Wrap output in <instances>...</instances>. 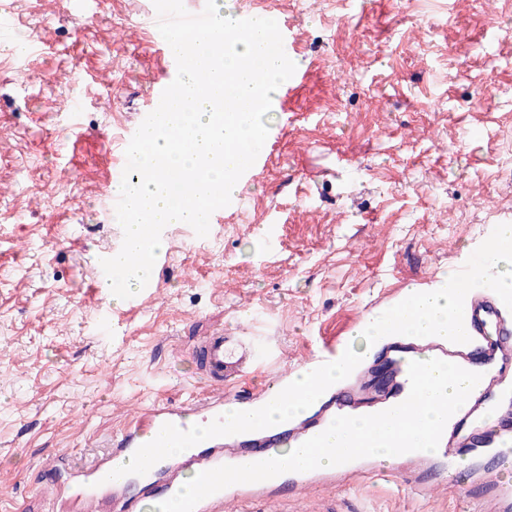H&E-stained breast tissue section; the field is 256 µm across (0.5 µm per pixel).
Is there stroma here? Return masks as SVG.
<instances>
[{"label": "stroma", "instance_id": "obj_1", "mask_svg": "<svg viewBox=\"0 0 512 512\" xmlns=\"http://www.w3.org/2000/svg\"><path fill=\"white\" fill-rule=\"evenodd\" d=\"M148 2L0 0V512H82L73 487L125 414L207 395L201 337L244 327L264 366L352 340L370 307L512 222V0H265L305 78L264 118V168L208 240L170 226L157 287L113 303L95 286L122 239L103 195L166 72ZM312 496L460 507L454 485L423 500L388 473Z\"/></svg>", "mask_w": 512, "mask_h": 512}]
</instances>
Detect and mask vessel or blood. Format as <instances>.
<instances>
[{
	"mask_svg": "<svg viewBox=\"0 0 512 512\" xmlns=\"http://www.w3.org/2000/svg\"><path fill=\"white\" fill-rule=\"evenodd\" d=\"M155 44L169 67L166 76L151 91V101L156 104L165 87L176 77V62L163 37H156ZM464 325L470 340L453 351L429 340L411 344L402 336L388 337L384 359L370 358L355 369L365 388L376 389L374 398L360 402L352 399L347 391L329 389L311 416L283 430L245 432L232 435L227 441L212 438L206 444L189 448L179 458L159 461L147 473L150 504L158 505L179 491L182 471L197 474L222 465L268 460L273 458L275 449L287 447L289 441L303 442L319 434L333 418L375 414L400 404L410 391L409 364L423 357L441 360L455 357L466 370L480 372L482 376L478 391L468 397L445 426L440 448H449L458 438L467 440L476 449L512 446V303L488 289H473L465 298ZM346 347V342L341 340L323 341L309 349L302 365L313 370L336 361ZM199 356L203 373L211 384L219 387L237 383L256 371L255 354L248 338L235 332L226 334L219 330L205 337L199 346ZM291 377V371L285 369L266 376L255 384L254 395L242 401V410L249 411L266 403L290 384ZM223 413L224 399L219 396L205 404L153 406L145 414L130 415L115 437L118 454L89 466L84 481L74 489L85 506L84 512H99L104 497L124 492L129 477L111 481L108 473L125 464L127 454L153 440L164 424L182 428L190 418L207 424ZM400 473L412 493L423 497L433 492L434 481L419 475L416 469L404 467ZM478 474L482 495H474L472 485L467 484L460 486V497L472 501L477 512H512V485L503 481L497 460L488 459ZM334 478V473L317 468L260 482L234 484L201 500L194 512H228L229 508L238 506L245 507L246 512H265L282 486L293 485L301 497Z\"/></svg>",
	"mask_w": 512,
	"mask_h": 512,
	"instance_id": "b4317fda",
	"label": "vessel or blood"
}]
</instances>
